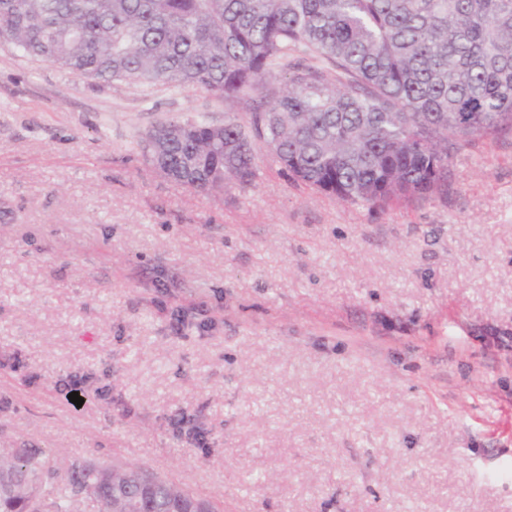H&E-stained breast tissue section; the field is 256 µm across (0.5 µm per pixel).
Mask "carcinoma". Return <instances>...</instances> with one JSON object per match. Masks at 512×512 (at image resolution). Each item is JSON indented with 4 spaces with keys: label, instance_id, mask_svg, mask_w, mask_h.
<instances>
[{
    "label": "carcinoma",
    "instance_id": "carcinoma-1",
    "mask_svg": "<svg viewBox=\"0 0 512 512\" xmlns=\"http://www.w3.org/2000/svg\"><path fill=\"white\" fill-rule=\"evenodd\" d=\"M8 48L74 77L256 95L247 123L171 120L141 146L194 191L257 178L259 145L290 180L384 210L448 191L473 137H512V0H0ZM148 470L43 448L0 452V512H178L199 499Z\"/></svg>",
    "mask_w": 512,
    "mask_h": 512
}]
</instances>
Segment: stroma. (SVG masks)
I'll return each mask as SVG.
<instances>
[{"mask_svg": "<svg viewBox=\"0 0 512 512\" xmlns=\"http://www.w3.org/2000/svg\"><path fill=\"white\" fill-rule=\"evenodd\" d=\"M253 110L0 48V448L136 462L224 512H512V139L383 211L265 147L253 185L196 192L139 146Z\"/></svg>", "mask_w": 512, "mask_h": 512, "instance_id": "stroma-1", "label": "stroma"}]
</instances>
